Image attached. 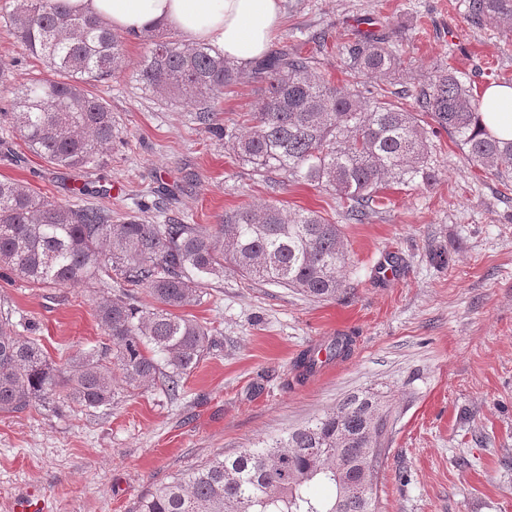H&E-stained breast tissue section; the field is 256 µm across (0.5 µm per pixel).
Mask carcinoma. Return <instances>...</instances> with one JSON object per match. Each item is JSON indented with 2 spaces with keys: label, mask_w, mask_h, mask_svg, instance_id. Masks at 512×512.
Here are the masks:
<instances>
[{
  "label": "carcinoma",
  "mask_w": 512,
  "mask_h": 512,
  "mask_svg": "<svg viewBox=\"0 0 512 512\" xmlns=\"http://www.w3.org/2000/svg\"><path fill=\"white\" fill-rule=\"evenodd\" d=\"M474 25L512 32V0H468ZM5 27L26 53L45 62L50 77L34 78L13 92L0 117L28 147L53 166L80 169L100 161L116 138L107 100L86 86L105 83L122 69L123 34L69 11L65 0H18ZM138 77L144 89L170 101L190 98L195 120L214 136L215 102L242 73L208 46H185L149 31ZM350 74L389 85L404 81L397 36L387 28L356 31L341 45ZM314 58L281 49L259 62L252 77L265 83L249 112L248 130L231 135L234 152L255 175H276L336 195L345 217L362 223L384 206L386 185H428L434 178L427 133L450 134L473 166L493 172L512 188V140L489 135L478 123L481 102L451 66H437L400 91L381 88L367 102L312 76ZM410 98V106L402 100ZM346 251L337 224L317 211L290 212L276 202L239 208L213 225L147 224L131 216L112 223L104 208L74 207L0 180V275L48 287L86 284L115 276L126 290L96 301L108 344L68 359L49 360L38 340L16 334L0 311V411L23 412L61 403L84 408L112 404L113 380L137 390L160 379L177 396L185 376L212 348L210 329L175 310L199 299L202 286L230 268L293 288L316 300L345 287ZM144 288L153 303H136ZM349 336L334 338L329 355L345 359ZM389 412L370 391L286 436L217 455L186 477H175L144 498L138 512H373L371 493L357 489L364 460L376 476L385 457ZM334 486L329 500L310 491Z\"/></svg>",
  "instance_id": "cac0c4a2"
}]
</instances>
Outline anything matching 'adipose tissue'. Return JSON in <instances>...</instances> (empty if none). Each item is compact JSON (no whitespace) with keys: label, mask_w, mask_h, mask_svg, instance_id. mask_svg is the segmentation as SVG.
Returning a JSON list of instances; mask_svg holds the SVG:
<instances>
[{"label":"adipose tissue","mask_w":512,"mask_h":512,"mask_svg":"<svg viewBox=\"0 0 512 512\" xmlns=\"http://www.w3.org/2000/svg\"><path fill=\"white\" fill-rule=\"evenodd\" d=\"M282 0H68L73 12L94 16L130 36L154 27L178 32L187 42L214 45L245 66L268 53L282 22ZM482 129L512 139V87L481 92Z\"/></svg>","instance_id":"ef3b65f1"}]
</instances>
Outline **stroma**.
Instances as JSON below:
<instances>
[{
	"mask_svg": "<svg viewBox=\"0 0 512 512\" xmlns=\"http://www.w3.org/2000/svg\"><path fill=\"white\" fill-rule=\"evenodd\" d=\"M466 4L285 0L272 47L301 49L314 57L316 73L366 93L379 80L353 79L336 43L371 20L401 27L414 79L447 63L479 91L495 73L512 76V44L502 30L467 21ZM14 5L0 0V61L12 72L0 100L44 68L7 32ZM319 33L327 46L315 42ZM144 51L142 39L126 38L124 67L105 93L118 136L102 163L57 169L0 124V179L108 208L116 223L138 214L149 224H217L225 211L271 201L314 210L342 229L346 287L319 301L225 270L184 309L207 322L213 347L179 397L157 382L117 391L98 409L0 412V512H14L28 490L42 512H137L171 477L285 435L362 390L377 392L391 411L375 512H512V200L497 179L471 168L443 132L431 140V186L388 187L386 209L351 223L334 194L297 182L270 189L239 162L230 139L196 123L195 106L146 91L136 76ZM261 90L249 76L226 89L216 122L245 129ZM81 185L91 194L72 195ZM98 288L0 277V309L32 325L62 366L106 341ZM338 336L352 337L351 355L300 376V354Z\"/></svg>",
	"mask_w": 512,
	"mask_h": 512,
	"instance_id": "stroma-1",
	"label": "stroma"
}]
</instances>
